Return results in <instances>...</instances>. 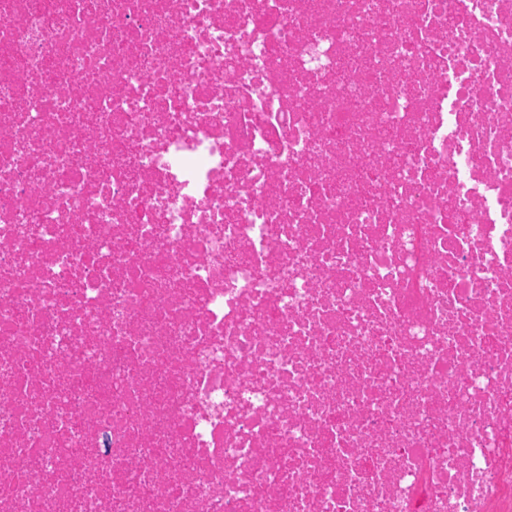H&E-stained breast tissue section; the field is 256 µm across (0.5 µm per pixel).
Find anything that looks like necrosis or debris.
<instances>
[{"label":"necrosis or debris","mask_w":512,"mask_h":512,"mask_svg":"<svg viewBox=\"0 0 512 512\" xmlns=\"http://www.w3.org/2000/svg\"><path fill=\"white\" fill-rule=\"evenodd\" d=\"M0 512H512V0H0Z\"/></svg>","instance_id":"4bbe7bcc"}]
</instances>
